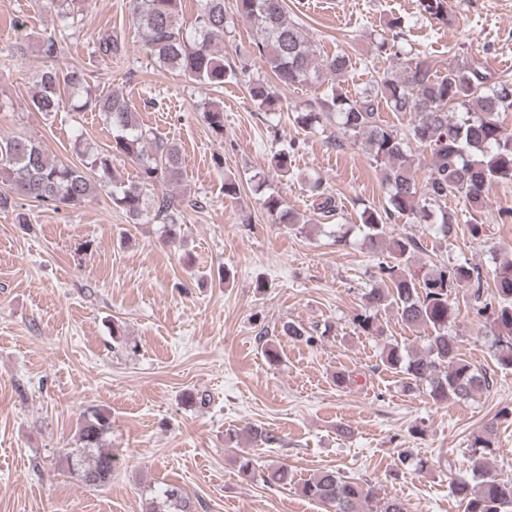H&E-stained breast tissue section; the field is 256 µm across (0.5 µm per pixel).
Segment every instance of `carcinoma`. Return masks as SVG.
<instances>
[{
    "instance_id": "cac0c4a2",
    "label": "carcinoma",
    "mask_w": 512,
    "mask_h": 512,
    "mask_svg": "<svg viewBox=\"0 0 512 512\" xmlns=\"http://www.w3.org/2000/svg\"><path fill=\"white\" fill-rule=\"evenodd\" d=\"M82 0H49L62 29L71 25L81 11ZM182 0H131L134 24L143 37L146 53L163 68L208 91L224 88L238 78L236 69L224 64L215 49L224 31L238 20L255 32L254 52L285 87L308 85L330 78V86L294 111V123L303 130L319 132L328 144L342 148L362 146L375 167L382 171L388 189L381 209L366 206L360 212L363 243L378 259V284L363 296L361 311L353 317L356 329L375 339L386 334L382 313L393 309L407 328L423 333V349L403 348L383 342L382 365L403 376L408 391L425 388L439 404L472 399L489 390L493 381L487 370L461 357L459 341L450 327L456 319L453 296L470 291L476 315L488 316L493 330L490 348L497 366L512 369V258L495 265L496 303L482 300L483 271L464 261L415 265L419 242L406 234H395L391 224L400 219L423 223L447 239L456 233L455 212L448 199L462 198L478 212L489 188L512 182V131L500 115L512 112V79L503 78L474 61H461L442 75L430 62L398 44L396 24L375 42V54L392 60L376 70L369 85L351 92L340 86L353 70L348 52L321 56L304 35L300 24L288 17L284 0H197L194 24L186 28L180 19ZM421 13L443 21L448 0H421ZM248 93L257 109L267 115L281 110L280 98L269 83L251 80ZM38 112L51 114L96 112L111 135L104 150L84 152L80 164L48 158L42 144L22 137H0V182L11 193H0V210L16 207L23 197L56 209L79 205L104 192L133 224L158 221L174 228L184 223V210L169 188L185 182L187 172L180 146L143 128L124 96L92 88L85 70L70 67L46 68L31 99ZM386 108L409 114L407 129L380 120ZM212 134L224 137V111L215 106L204 110ZM430 152L432 161L424 181L417 179L412 148ZM122 157L136 166L132 180L118 176L114 159ZM307 188L322 216L336 211L330 187L319 177H310ZM271 219L305 229L310 219L288 210L283 199L272 193L262 197ZM282 334L308 345L322 341L329 328L314 335L304 327L287 322ZM112 430L110 415L89 407L75 434L77 447L65 448L62 466L88 488L106 487L118 463L112 449L105 447ZM256 443H280L268 429L246 427ZM496 427L488 423L469 441L471 476L449 472L451 493L464 505V512H512V480L493 472L492 454ZM243 479L255 476V459L240 455L235 460ZM263 481L276 486L292 483L285 464H272ZM300 492L326 505L330 512H406L396 498H385L373 486L321 470L304 481ZM144 512H191L184 490L166 484L145 499Z\"/></svg>"
}]
</instances>
